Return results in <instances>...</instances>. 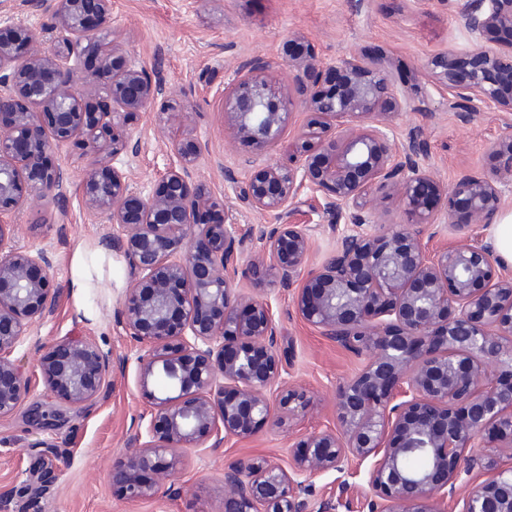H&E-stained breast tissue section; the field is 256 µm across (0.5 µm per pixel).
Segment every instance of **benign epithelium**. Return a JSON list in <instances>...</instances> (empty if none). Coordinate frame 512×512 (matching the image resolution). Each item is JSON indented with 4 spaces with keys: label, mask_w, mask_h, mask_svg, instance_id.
<instances>
[{
    "label": "benign epithelium",
    "mask_w": 512,
    "mask_h": 512,
    "mask_svg": "<svg viewBox=\"0 0 512 512\" xmlns=\"http://www.w3.org/2000/svg\"><path fill=\"white\" fill-rule=\"evenodd\" d=\"M49 8L61 32L44 47L27 26L0 21V418L25 402L30 378L13 357L27 325L53 302L51 260L12 245L13 213L25 201L51 199L65 216L66 173L44 162L68 142L95 156L82 193L92 215L123 228L120 247L133 285L119 310L123 335L145 348L138 381L152 406L146 435L112 465V486L129 500L152 498L162 474L188 448H220L305 411L304 391L287 383L278 326L263 286L294 291L296 310L320 335L357 355L363 369L339 385L335 428L306 434L283 467L263 455L224 470V512H338L341 499L305 498L308 478L373 460L368 512H512V269L476 240L428 251L421 227L443 216L458 228L487 224L512 182V134L489 143L491 171L446 184L419 165L417 134L399 149L392 122L404 93L375 60L352 55L324 66L293 40L284 60L310 118L288 145V162L253 167L236 195L237 208L275 216L271 230L242 229L233 209L193 174L198 139L175 144L179 164L156 190L130 187L120 157L134 155L130 130L144 112L163 124L188 125L165 82L130 61L123 47L89 45L84 31L108 35L112 0H27ZM471 32L512 31V0H466ZM97 71L74 81L72 60ZM264 60L247 63L224 88V123L263 152L290 125L292 98L272 82ZM430 81L472 103L512 112V57L479 48L460 63L440 53ZM109 98L104 112L92 103ZM303 188L321 194L336 249L309 267L305 224L289 220ZM397 198L406 223L378 233V201ZM224 220L199 223L217 208ZM353 225L344 229L342 225ZM262 241L250 268L258 288L236 285L252 241ZM127 359L71 337L49 345L39 370L60 405L81 409L98 398L110 370ZM165 379L169 395L149 382ZM29 418L53 427L61 413L31 404ZM427 460L416 469L409 460ZM465 488L457 498L459 488Z\"/></svg>",
    "instance_id": "1"
}]
</instances>
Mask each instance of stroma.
<instances>
[{
	"label": "stroma",
	"mask_w": 512,
	"mask_h": 512,
	"mask_svg": "<svg viewBox=\"0 0 512 512\" xmlns=\"http://www.w3.org/2000/svg\"><path fill=\"white\" fill-rule=\"evenodd\" d=\"M464 0H112L111 39L130 60L157 71L179 106L191 109L189 127L159 129L155 113H143L132 136L140 142L134 157H122L123 170L135 191L153 192L168 169L177 165L174 144L192 135L204 146L194 177L224 203L235 190L224 181L225 168L247 178L254 150L224 128V87L248 61L272 65L281 86L292 83L283 60L288 40L300 38L326 64L352 55L373 56L405 93L403 111L393 121V137L403 143L409 130L425 140L421 166L451 183L474 169L487 170L494 160L489 141L512 132V113L479 104L469 123L458 112L463 100L431 83L426 64L451 52L467 57L478 47L512 55V33L468 31L461 20ZM49 164L68 169L67 217L44 201L24 204L17 216V247L52 259L55 298L50 313L30 323L14 357L30 377L29 399L55 406L38 362L46 347L69 336L91 340L105 353L127 356L124 371L111 374L100 399L51 429L35 426L26 409L0 419V512H224L225 466L261 454L288 465L292 445L304 435L336 425L335 390L356 376L363 358L326 339L298 314L291 292L266 293L278 318L280 351L287 378L307 393L310 406L290 426L266 429L223 447L191 448L174 470L159 477V492L131 501L113 488V462L134 447L138 424L148 423L151 406L137 379L143 349L123 336L117 325L120 299L131 279L123 252L112 241L118 225L86 210L82 180L92 156L70 145L52 148ZM322 197L302 190L294 219L307 223L313 241L311 264L336 247V238L321 213ZM88 267L92 286L77 299L74 273ZM370 462L354 461L344 472L308 479L305 496L317 502L347 482L343 512H363Z\"/></svg>",
	"instance_id": "obj_1"
}]
</instances>
